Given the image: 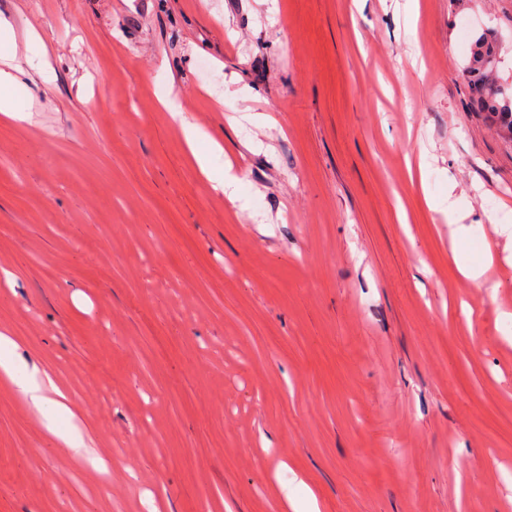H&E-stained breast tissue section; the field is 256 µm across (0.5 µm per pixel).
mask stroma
Masks as SVG:
<instances>
[{
    "mask_svg": "<svg viewBox=\"0 0 512 512\" xmlns=\"http://www.w3.org/2000/svg\"><path fill=\"white\" fill-rule=\"evenodd\" d=\"M0 17L33 60L25 118L0 115V331L91 445L0 378V512H512V141L459 77L485 31L512 81V0ZM452 181L480 288L451 259ZM161 101L168 110L172 122L180 127L184 142L191 151L200 173L212 182V189L216 193L226 196L232 203L236 202L237 176L231 172V169H225L221 176L212 177L211 156L200 154L195 149L197 141L202 136L200 128L188 121L180 106L168 96H163Z\"/></svg>",
    "mask_w": 512,
    "mask_h": 512,
    "instance_id": "1",
    "label": "stroma"
}]
</instances>
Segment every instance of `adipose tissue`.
<instances>
[{"instance_id":"1","label":"adipose tissue","mask_w":512,"mask_h":512,"mask_svg":"<svg viewBox=\"0 0 512 512\" xmlns=\"http://www.w3.org/2000/svg\"><path fill=\"white\" fill-rule=\"evenodd\" d=\"M15 47L13 27L7 19L0 17V114L14 119L21 117L22 102L30 94L23 79V69L14 63ZM470 214V209L460 207L457 201H449L448 221L457 227L455 239L459 245L458 251L453 254L454 262L464 278L477 283L485 267L473 263L464 251L468 233L465 221ZM14 346V340L0 332V375L12 380L17 394L32 408L39 410L45 405H52L56 415L70 425L69 430L59 432L60 441L72 451L86 452L88 445L76 425L78 415L67 395L55 383L44 382L39 369H31L25 378H17L12 356Z\"/></svg>"}]
</instances>
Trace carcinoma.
<instances>
[{"label": "carcinoma", "instance_id": "cac0c4a2", "mask_svg": "<svg viewBox=\"0 0 512 512\" xmlns=\"http://www.w3.org/2000/svg\"><path fill=\"white\" fill-rule=\"evenodd\" d=\"M496 56L495 45L485 34L472 43L462 77L472 91L471 106L485 114L498 130L512 127V85L495 80L490 58Z\"/></svg>", "mask_w": 512, "mask_h": 512}]
</instances>
